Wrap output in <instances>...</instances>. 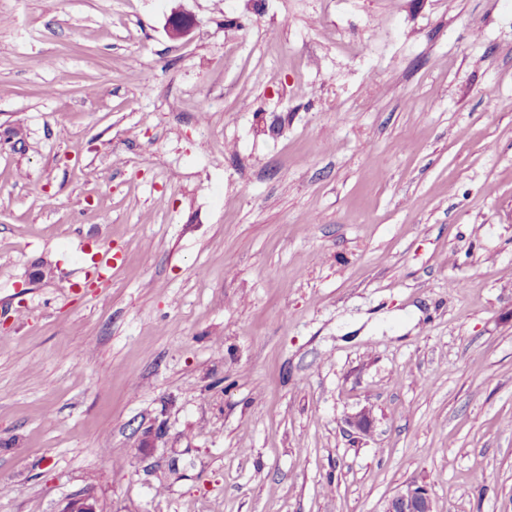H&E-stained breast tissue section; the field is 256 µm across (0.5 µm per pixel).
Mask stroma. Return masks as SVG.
Instances as JSON below:
<instances>
[{"label": "stroma", "instance_id": "stroma-1", "mask_svg": "<svg viewBox=\"0 0 512 512\" xmlns=\"http://www.w3.org/2000/svg\"><path fill=\"white\" fill-rule=\"evenodd\" d=\"M409 486L512 512V0H0V512Z\"/></svg>", "mask_w": 512, "mask_h": 512}]
</instances>
